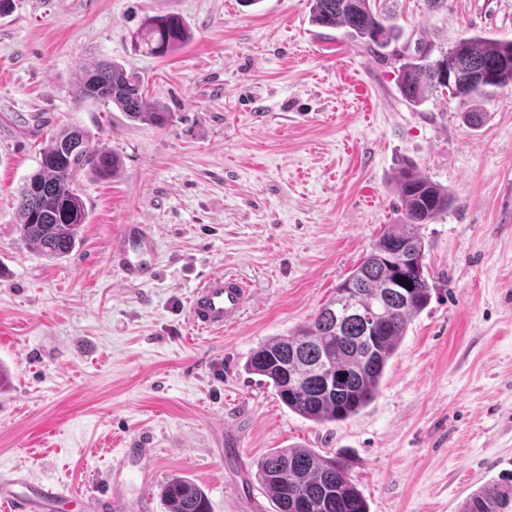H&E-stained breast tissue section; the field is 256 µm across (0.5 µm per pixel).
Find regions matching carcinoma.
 Segmentation results:
<instances>
[{
  "instance_id": "cac0c4a2",
  "label": "carcinoma",
  "mask_w": 512,
  "mask_h": 512,
  "mask_svg": "<svg viewBox=\"0 0 512 512\" xmlns=\"http://www.w3.org/2000/svg\"><path fill=\"white\" fill-rule=\"evenodd\" d=\"M386 0H309L311 23L345 29L354 41L381 53L398 39L387 24ZM189 34L175 16L150 17L136 34V47L166 57ZM430 50L414 57L393 53L400 66L398 92L420 105L434 92L485 65L495 66L484 87L460 85L452 97L475 101L492 89L512 88V40L462 36L428 61ZM77 100L110 104L133 122L162 127L171 119L147 93L139 78L110 62L85 71ZM118 158L93 144L78 127L56 131L43 151L40 168L19 191L21 237L51 260L67 257L78 242L87 211L78 185L86 175L112 176ZM37 193L29 194L28 186ZM403 219L390 225L361 264L336 286L333 296L306 325L275 336L252 352L246 372L265 378L294 414L317 424L344 421L367 407L379 392L385 368L405 336L411 318L430 303L422 228L454 203L448 188L414 166L398 175ZM257 480L278 512H369L363 493L339 454L322 456L311 448H274L257 462ZM166 512H209L202 488L186 477L162 487ZM460 512H512V475L486 482L462 504Z\"/></svg>"
}]
</instances>
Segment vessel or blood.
I'll list each match as a JSON object with an SVG mask.
<instances>
[{
    "instance_id": "obj_1",
    "label": "vessel or blood",
    "mask_w": 512,
    "mask_h": 512,
    "mask_svg": "<svg viewBox=\"0 0 512 512\" xmlns=\"http://www.w3.org/2000/svg\"><path fill=\"white\" fill-rule=\"evenodd\" d=\"M157 250L153 231L144 224L124 225L111 244V263L127 281L151 274ZM249 291L237 277L221 272L210 275L197 288L189 304V319L198 330L221 331L238 323ZM144 448L125 449L103 494L80 495L82 512H146L151 505L148 492L130 500L124 490L122 473L131 459H143ZM66 491L54 482H33L26 478H0V512H58Z\"/></svg>"
}]
</instances>
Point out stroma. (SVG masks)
<instances>
[{
  "label": "stroma",
  "instance_id": "stroma-1",
  "mask_svg": "<svg viewBox=\"0 0 512 512\" xmlns=\"http://www.w3.org/2000/svg\"><path fill=\"white\" fill-rule=\"evenodd\" d=\"M395 49L512 40V0H390ZM190 31L165 58L137 50L148 17ZM101 61L137 75L170 112L154 127L77 102ZM393 60L309 21L308 0H7L0 10V475L104 490L126 448L150 451L151 512L184 476L211 512H276L256 479L268 451L342 452L370 512H459L512 472V89L482 102L404 101ZM76 125L121 159L83 177L88 218L50 260L20 236L16 196L53 131ZM454 203L423 228L432 288L379 393L316 424L248 374L252 351L309 322L376 239L400 223L405 164ZM126 224L152 226L157 270L124 281L110 260ZM243 279L239 323L199 333L189 300L211 273Z\"/></svg>",
  "mask_w": 512,
  "mask_h": 512
}]
</instances>
